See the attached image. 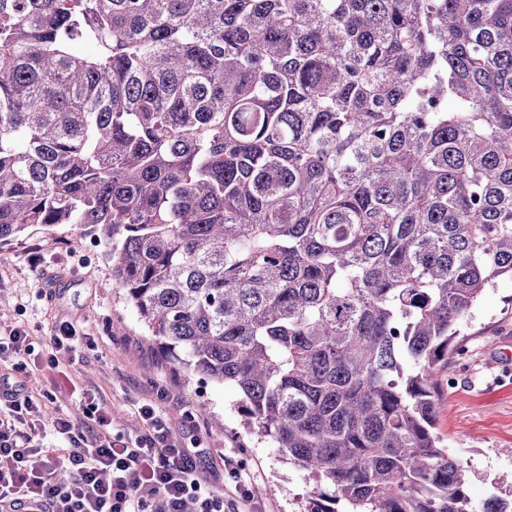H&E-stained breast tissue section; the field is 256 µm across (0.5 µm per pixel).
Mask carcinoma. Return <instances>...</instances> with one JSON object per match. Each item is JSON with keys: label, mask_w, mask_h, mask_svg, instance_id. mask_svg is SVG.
<instances>
[{"label": "carcinoma", "mask_w": 512, "mask_h": 512, "mask_svg": "<svg viewBox=\"0 0 512 512\" xmlns=\"http://www.w3.org/2000/svg\"><path fill=\"white\" fill-rule=\"evenodd\" d=\"M102 234L305 512H512L434 432L512 276V0H0V243Z\"/></svg>", "instance_id": "cac0c4a2"}]
</instances>
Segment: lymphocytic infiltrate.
Segmentation results:
<instances>
[{
  "instance_id": "lymphocytic-infiltrate-1",
  "label": "lymphocytic infiltrate",
  "mask_w": 512,
  "mask_h": 512,
  "mask_svg": "<svg viewBox=\"0 0 512 512\" xmlns=\"http://www.w3.org/2000/svg\"><path fill=\"white\" fill-rule=\"evenodd\" d=\"M31 348L20 330L0 336V512L36 499L46 512H224L223 496L202 478L196 462L153 405L139 410L135 434L112 432V411L95 397L76 415L45 419L42 395L22 382ZM52 430L46 442L44 430ZM69 469L70 480L56 477Z\"/></svg>"
}]
</instances>
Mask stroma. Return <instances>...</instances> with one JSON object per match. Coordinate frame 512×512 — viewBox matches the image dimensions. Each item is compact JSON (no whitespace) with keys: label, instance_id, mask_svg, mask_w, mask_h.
<instances>
[{"label":"stroma","instance_id":"1","mask_svg":"<svg viewBox=\"0 0 512 512\" xmlns=\"http://www.w3.org/2000/svg\"><path fill=\"white\" fill-rule=\"evenodd\" d=\"M105 251L100 233L73 224L33 226L0 244V333L25 332L33 349L28 388L59 396L47 404L46 416L72 411V391H87L111 407L113 432L130 434L138 407L156 403L211 489L223 496L224 512H302L312 488L305 473L246 429L234 388L202 382L144 337ZM64 322L94 342L79 345L73 363L53 368L50 338ZM460 337L466 352L442 374L436 432L468 467V494L479 503L490 492L512 491V279H500L482 297ZM198 403L208 416L196 413ZM228 457L257 486L254 499L236 492L224 468Z\"/></svg>","mask_w":512,"mask_h":512}]
</instances>
